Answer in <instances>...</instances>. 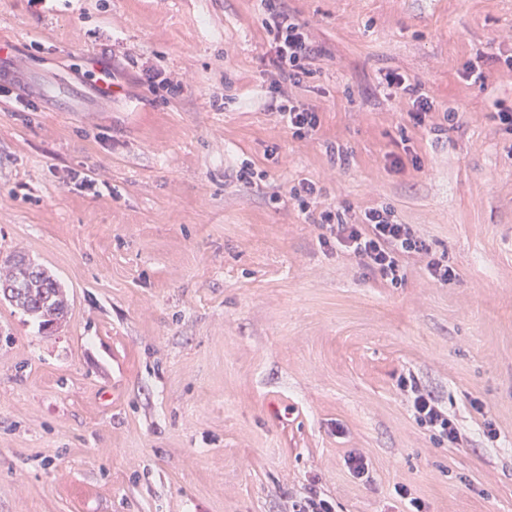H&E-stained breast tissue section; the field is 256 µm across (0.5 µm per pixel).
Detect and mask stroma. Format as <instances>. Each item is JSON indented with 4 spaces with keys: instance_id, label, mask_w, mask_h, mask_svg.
Masks as SVG:
<instances>
[{
    "instance_id": "35a3bbf8",
    "label": "stroma",
    "mask_w": 512,
    "mask_h": 512,
    "mask_svg": "<svg viewBox=\"0 0 512 512\" xmlns=\"http://www.w3.org/2000/svg\"><path fill=\"white\" fill-rule=\"evenodd\" d=\"M279 4L321 50L297 84L263 0H0V256L70 293L55 330L0 302V512H408L401 486L512 512V0ZM381 206L450 281L322 243V210ZM409 375L459 445L418 424ZM386 82L388 86L396 89H401L404 93L416 96L413 101L415 110L410 112V117L415 125L421 126L424 124L426 116L430 113V104L428 97L419 93V86L413 85L409 79L399 73H389L386 75ZM277 103L272 100L268 108L279 114L282 121L288 126L289 130L296 137H303L309 131H313L319 125V117L317 112L310 108L300 107L296 105Z\"/></svg>"
}]
</instances>
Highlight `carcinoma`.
I'll return each instance as SVG.
<instances>
[{
    "instance_id": "1",
    "label": "carcinoma",
    "mask_w": 512,
    "mask_h": 512,
    "mask_svg": "<svg viewBox=\"0 0 512 512\" xmlns=\"http://www.w3.org/2000/svg\"><path fill=\"white\" fill-rule=\"evenodd\" d=\"M24 259L16 252L0 259V300L36 319L40 328L51 329L67 314L68 293L48 270L30 267Z\"/></svg>"
}]
</instances>
